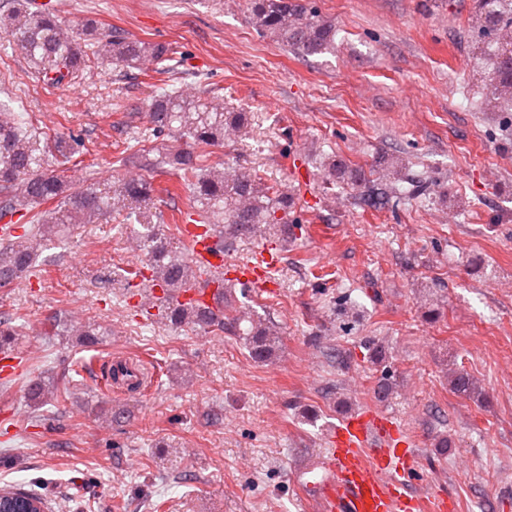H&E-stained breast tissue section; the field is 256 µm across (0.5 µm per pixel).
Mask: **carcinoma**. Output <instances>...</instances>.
<instances>
[{
	"label": "carcinoma",
	"instance_id": "obj_1",
	"mask_svg": "<svg viewBox=\"0 0 512 512\" xmlns=\"http://www.w3.org/2000/svg\"><path fill=\"white\" fill-rule=\"evenodd\" d=\"M248 11L257 31L298 54L335 49L336 31L308 0H249ZM0 34L11 50L29 63L38 80L56 86L78 77L93 60L130 66L152 57L160 64L155 73L166 90L153 95L149 104L151 132L162 138L150 150L154 154L150 168L175 171L191 193L201 225L219 234L220 249L257 236L269 241L288 240V209L293 197L287 190L246 171L204 166L203 147L218 145L230 134H246L248 113L224 110V104L215 101L209 90L204 97H182L170 84L174 68L167 65L170 56L166 46L132 39L117 30L105 35L92 19L69 31L57 14L31 10L30 0H11L9 9L0 14ZM467 42L472 44L474 70L484 82L486 99L497 104L499 111L512 112V0H476ZM23 108V102L12 97L0 101V223L18 229L19 219L24 218L29 224L21 235L0 246V288L13 287L34 266L40 252L60 246L69 225L98 224L119 217L127 203L150 200L155 192L152 181L146 178L126 179L108 192L90 185L75 188L64 174L48 169L45 159L54 151L62 157L57 165L66 164L78 140L69 144L41 137L33 125L19 118ZM323 173L330 184L347 182L354 186L364 208L381 209L402 194H428L426 183L412 174L409 161L399 154L383 158L382 173L375 179L334 159L323 163ZM131 214L145 266L123 269L110 281L128 286L136 279L145 280L166 296V304L158 311L165 324L206 332L231 330L244 337L253 360H270L278 344L273 323L249 311L232 306L226 309L222 301L214 307L182 302L181 294L192 289L203 270L173 246L159 213L145 206ZM244 322L249 326L241 327ZM68 333L86 344L104 335L94 323L72 326ZM17 335L13 317L0 316V347ZM451 386L465 396L476 390L472 377L458 369L451 376ZM0 495H22L46 508L41 495L14 485L1 487Z\"/></svg>",
	"mask_w": 512,
	"mask_h": 512
}]
</instances>
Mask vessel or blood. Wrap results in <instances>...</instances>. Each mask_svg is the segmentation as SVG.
I'll use <instances>...</instances> for the list:
<instances>
[{
    "instance_id": "b4317fda",
    "label": "vessel or blood",
    "mask_w": 512,
    "mask_h": 512,
    "mask_svg": "<svg viewBox=\"0 0 512 512\" xmlns=\"http://www.w3.org/2000/svg\"><path fill=\"white\" fill-rule=\"evenodd\" d=\"M193 259L208 277H223L229 267L213 234L188 229ZM278 256L269 248L258 251L255 261L232 266L241 284L262 288ZM320 466L323 477L313 488L318 512H453L455 505L446 495L417 494L420 461L415 449L395 422L376 411L346 415L331 436Z\"/></svg>"
}]
</instances>
